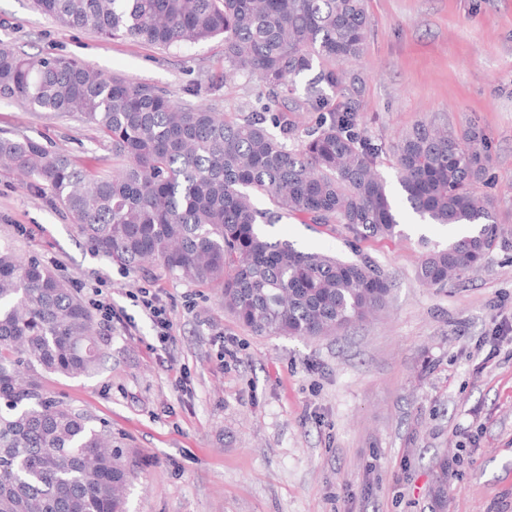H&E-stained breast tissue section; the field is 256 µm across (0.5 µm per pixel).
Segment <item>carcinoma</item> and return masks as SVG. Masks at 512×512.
I'll use <instances>...</instances> for the list:
<instances>
[{
    "label": "carcinoma",
    "mask_w": 512,
    "mask_h": 512,
    "mask_svg": "<svg viewBox=\"0 0 512 512\" xmlns=\"http://www.w3.org/2000/svg\"><path fill=\"white\" fill-rule=\"evenodd\" d=\"M33 8L69 28L164 48L222 35L229 71L267 89L251 112L228 117L1 41L0 98L75 114L112 145L107 176L34 138L0 136V171L50 195L95 254L218 287L224 310L260 336H329L386 304L391 277L370 256L303 251L262 229L301 216L353 246L402 235L377 170L382 149L360 134L356 102L338 106L319 88L360 82L346 65L365 51V0H33ZM316 67L311 93L283 110L282 93ZM310 111L323 116L288 147L290 114ZM392 158L421 220L474 226L444 246L422 240L424 285L444 288L512 246L492 199L478 191L490 160L479 134L420 122L400 134ZM259 198L269 207L258 208ZM101 356V336L70 282L0 246V512H125L132 471L112 434L42 384L44 372L88 377Z\"/></svg>",
    "instance_id": "carcinoma-1"
}]
</instances>
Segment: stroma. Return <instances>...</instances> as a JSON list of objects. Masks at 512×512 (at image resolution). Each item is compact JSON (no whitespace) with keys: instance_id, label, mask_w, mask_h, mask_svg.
I'll return each instance as SVG.
<instances>
[{"instance_id":"stroma-1","label":"stroma","mask_w":512,"mask_h":512,"mask_svg":"<svg viewBox=\"0 0 512 512\" xmlns=\"http://www.w3.org/2000/svg\"><path fill=\"white\" fill-rule=\"evenodd\" d=\"M362 85L324 88L357 100L378 168L398 190L389 148L416 123L477 132L490 162L481 193L512 225V0H367ZM0 39L35 55L85 64L227 115L265 90L226 75L224 39L162 48L72 29L0 0ZM26 135L90 172L112 149L93 126L0 99V135ZM301 250L350 255L331 228L291 217L267 230ZM427 225L360 244L393 286L387 307L331 336L255 335L225 312L221 291L153 264L94 254L48 195L0 174V243L70 279L85 306L103 289L120 311L96 320L105 340L93 376L48 374L45 390L107 425L133 471L128 512H434L435 458L448 459L446 512H512V247L466 280L416 278ZM159 289L176 341L162 345L136 300ZM228 349L218 359L219 349ZM187 376L189 391L177 378Z\"/></svg>"}]
</instances>
